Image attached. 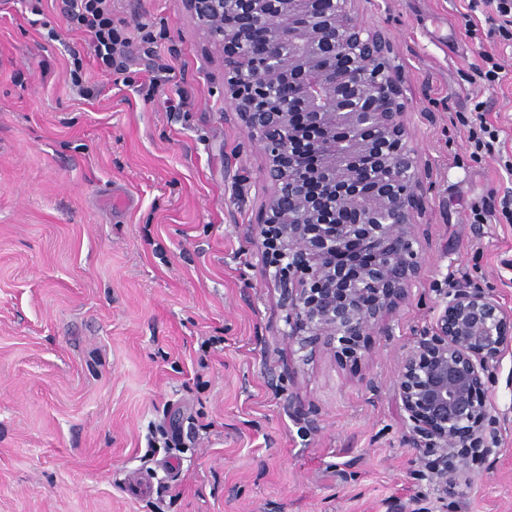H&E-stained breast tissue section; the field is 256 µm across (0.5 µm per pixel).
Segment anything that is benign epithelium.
I'll return each mask as SVG.
<instances>
[{
  "mask_svg": "<svg viewBox=\"0 0 512 512\" xmlns=\"http://www.w3.org/2000/svg\"><path fill=\"white\" fill-rule=\"evenodd\" d=\"M355 2L182 0L220 55L230 111L264 155L270 195L257 235L303 362L326 351L361 357L423 266L432 172L406 123L391 42L362 24ZM280 89L295 102H281ZM369 152L378 166L363 192L355 158ZM511 346L512 309L460 287L401 356L396 391L411 444L441 451L438 484H454L475 449L492 452L491 364Z\"/></svg>",
  "mask_w": 512,
  "mask_h": 512,
  "instance_id": "1",
  "label": "benign epithelium"
}]
</instances>
